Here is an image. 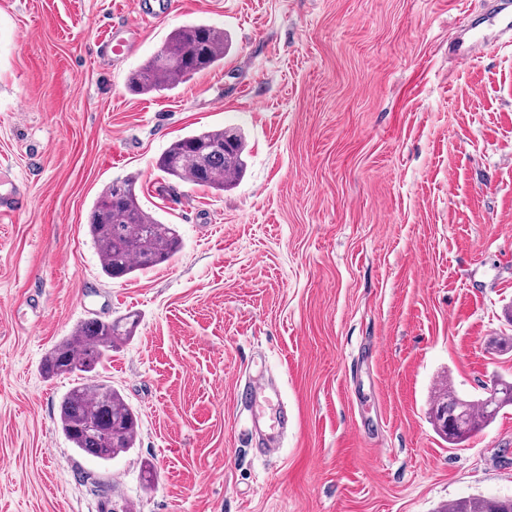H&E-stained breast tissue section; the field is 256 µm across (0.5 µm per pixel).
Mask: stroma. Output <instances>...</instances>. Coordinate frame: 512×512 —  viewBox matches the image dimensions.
<instances>
[{
    "label": "stroma",
    "instance_id": "obj_1",
    "mask_svg": "<svg viewBox=\"0 0 512 512\" xmlns=\"http://www.w3.org/2000/svg\"><path fill=\"white\" fill-rule=\"evenodd\" d=\"M492 0H0V512H438L512 497V407L457 445L439 391L512 378V42L448 46ZM131 53L98 59L112 22ZM191 21L223 62L164 94L130 73ZM246 141L217 192L156 160L193 131ZM136 177L181 249L103 275L88 214ZM135 312L98 373L137 413L109 462L58 426L71 376L47 352L80 321ZM293 424L276 454L237 406L257 370ZM155 465L154 484L141 472ZM133 10L141 19H159L167 14L173 5L170 0H134Z\"/></svg>",
    "mask_w": 512,
    "mask_h": 512
}]
</instances>
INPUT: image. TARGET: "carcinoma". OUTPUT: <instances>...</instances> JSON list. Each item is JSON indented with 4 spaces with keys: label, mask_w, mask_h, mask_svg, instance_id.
I'll return each mask as SVG.
<instances>
[{
    "label": "carcinoma",
    "mask_w": 512,
    "mask_h": 512,
    "mask_svg": "<svg viewBox=\"0 0 512 512\" xmlns=\"http://www.w3.org/2000/svg\"><path fill=\"white\" fill-rule=\"evenodd\" d=\"M225 49L224 30L203 22L184 24L130 75L128 85L142 94L170 91L184 79L221 64ZM245 150L242 135L209 128L173 142L157 167L172 178L222 192L243 176ZM87 226L101 256L102 272L110 279L165 263L181 247L174 225L163 223L140 204L133 178L115 181L100 193ZM136 324L137 319L128 317L76 324L46 355L44 372L57 376L95 371L109 352L132 336ZM510 405L512 381H497L481 401L463 399L450 389L434 402L433 421L448 442L458 444ZM59 425L74 448L104 462L133 448L139 428L138 416L108 380L71 387L59 404ZM440 512H512V498L457 499Z\"/></svg>",
    "instance_id": "carcinoma-1"
}]
</instances>
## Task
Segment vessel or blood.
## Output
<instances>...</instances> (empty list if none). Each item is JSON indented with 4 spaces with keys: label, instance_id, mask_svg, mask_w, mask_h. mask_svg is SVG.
Instances as JSON below:
<instances>
[{
    "label": "vessel or blood",
    "instance_id": "obj_1",
    "mask_svg": "<svg viewBox=\"0 0 512 512\" xmlns=\"http://www.w3.org/2000/svg\"><path fill=\"white\" fill-rule=\"evenodd\" d=\"M171 6V0H133V10L142 19L160 18L169 12ZM488 25L496 27L499 33H512V0H500L490 13L472 20L468 25L469 40L449 45V54L459 60L475 57L484 40L483 30ZM130 48L129 39L117 30L95 43V53L100 57L120 56ZM238 404L240 409L248 411L252 428H266L269 441H279L288 426V413L277 386L265 383L259 376L251 378L239 389Z\"/></svg>",
    "mask_w": 512,
    "mask_h": 512
}]
</instances>
